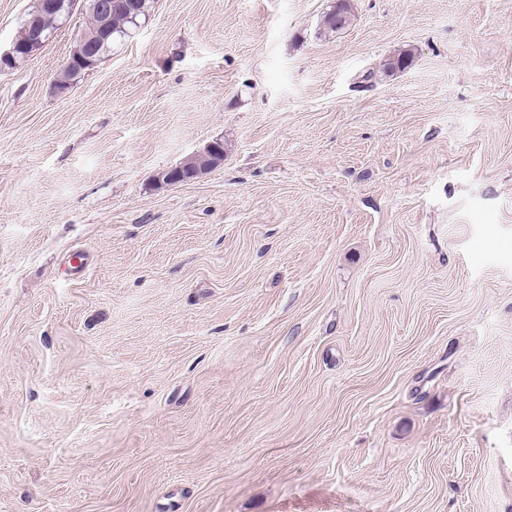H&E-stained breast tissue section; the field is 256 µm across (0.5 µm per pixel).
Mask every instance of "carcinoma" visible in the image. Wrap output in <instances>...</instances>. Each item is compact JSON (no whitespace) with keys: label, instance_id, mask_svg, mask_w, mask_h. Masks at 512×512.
<instances>
[{"label":"carcinoma","instance_id":"cac0c4a2","mask_svg":"<svg viewBox=\"0 0 512 512\" xmlns=\"http://www.w3.org/2000/svg\"><path fill=\"white\" fill-rule=\"evenodd\" d=\"M137 8L129 11L122 6L112 7V13L100 16L94 8V0H86L88 22L77 35L74 47L62 69L57 73L58 83L65 89L71 88L81 75L94 69L111 51L112 43L127 36L140 26L151 13L154 0H136ZM35 17L47 33H53L63 22L58 10H49L43 0H36L33 10L23 20L14 42L24 46L30 39L28 19ZM351 18V5L344 4L340 11H331L323 17V26L331 30L344 28Z\"/></svg>","mask_w":512,"mask_h":512}]
</instances>
